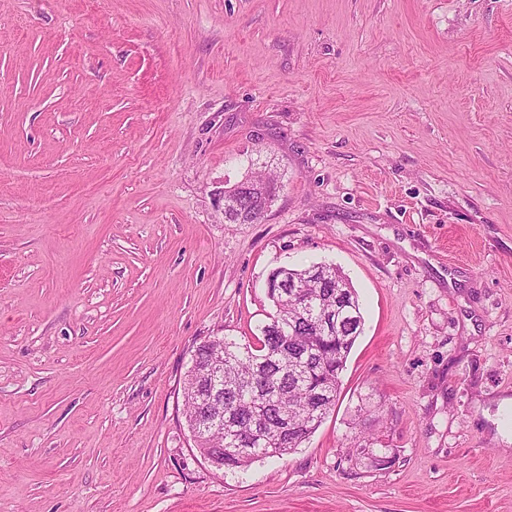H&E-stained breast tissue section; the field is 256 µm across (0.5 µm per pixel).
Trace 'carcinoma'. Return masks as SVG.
Listing matches in <instances>:
<instances>
[{
  "mask_svg": "<svg viewBox=\"0 0 512 512\" xmlns=\"http://www.w3.org/2000/svg\"><path fill=\"white\" fill-rule=\"evenodd\" d=\"M247 172L266 182L263 203L272 205L280 185L274 177ZM283 287L266 289L275 307L260 327L258 344H241L226 336L199 345L189 373L198 384L185 392L189 429L196 446L224 459L227 469H244L260 457L284 456L310 439L336 406L341 374L363 330L358 295L336 267L281 268ZM313 296L315 310L292 296L290 285ZM328 319L329 331H316V322ZM224 354V417L214 420L209 406L211 368Z\"/></svg>",
  "mask_w": 512,
  "mask_h": 512,
  "instance_id": "cac0c4a2",
  "label": "carcinoma"
}]
</instances>
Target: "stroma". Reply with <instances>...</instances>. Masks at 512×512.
Listing matches in <instances>:
<instances>
[{
	"instance_id": "stroma-1",
	"label": "stroma",
	"mask_w": 512,
	"mask_h": 512,
	"mask_svg": "<svg viewBox=\"0 0 512 512\" xmlns=\"http://www.w3.org/2000/svg\"><path fill=\"white\" fill-rule=\"evenodd\" d=\"M313 264L364 316L336 406L217 468L194 351ZM0 512H512V0H0ZM254 165H255V163H253V161H252L250 163V165L248 166V169L246 170L245 173H251L254 175V177L259 179L260 181L266 182V187H265L266 197H265L264 201L260 204L254 203V204L250 205L248 203H245L243 209H247V212L242 217L239 216L234 219H230V218L226 219V217L224 215V221L227 222L228 224H251L249 214H250V212H252L253 208H260L264 205L271 207L272 203L274 202V200L277 196V193L280 191L281 185H278L277 180L274 179V177H272L271 174L267 175V174H261L259 172L253 171ZM267 211H268V209L266 208V206H264L261 210H259L256 215L257 220H259V219H260V221L263 220Z\"/></svg>"
}]
</instances>
